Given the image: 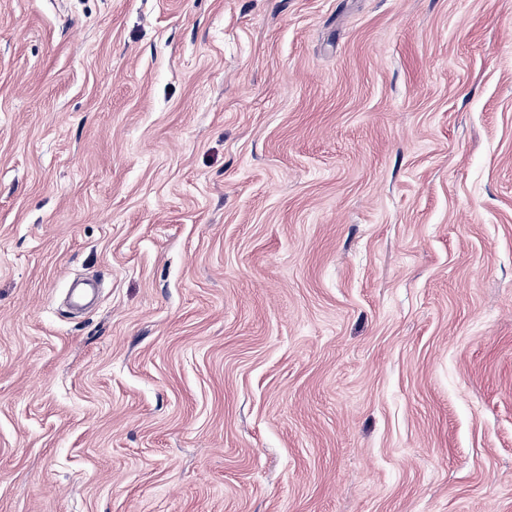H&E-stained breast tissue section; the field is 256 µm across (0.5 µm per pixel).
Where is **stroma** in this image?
I'll return each mask as SVG.
<instances>
[{
  "label": "stroma",
  "mask_w": 512,
  "mask_h": 512,
  "mask_svg": "<svg viewBox=\"0 0 512 512\" xmlns=\"http://www.w3.org/2000/svg\"><path fill=\"white\" fill-rule=\"evenodd\" d=\"M0 512H512V0H0Z\"/></svg>",
  "instance_id": "obj_1"
}]
</instances>
